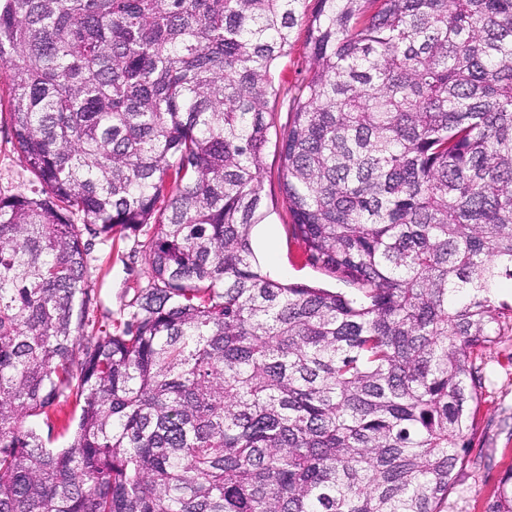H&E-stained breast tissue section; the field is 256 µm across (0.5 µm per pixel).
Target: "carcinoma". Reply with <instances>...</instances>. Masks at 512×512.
<instances>
[{
  "label": "carcinoma",
  "mask_w": 512,
  "mask_h": 512,
  "mask_svg": "<svg viewBox=\"0 0 512 512\" xmlns=\"http://www.w3.org/2000/svg\"><path fill=\"white\" fill-rule=\"evenodd\" d=\"M299 25L282 192L353 293L251 244ZM0 65L42 186L0 198V512H445L512 313V0H0ZM147 224L102 330L92 240Z\"/></svg>",
  "instance_id": "obj_1"
}]
</instances>
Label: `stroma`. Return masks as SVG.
<instances>
[{"instance_id":"stroma-1","label":"stroma","mask_w":512,"mask_h":512,"mask_svg":"<svg viewBox=\"0 0 512 512\" xmlns=\"http://www.w3.org/2000/svg\"><path fill=\"white\" fill-rule=\"evenodd\" d=\"M276 67L281 94L269 104L266 120L269 143L263 157L264 219L254 225L251 243L256 257L271 276L285 282L318 284L333 291H348L336 280L307 262L292 237V217L281 192L280 160L276 145L291 119L288 92L300 83L310 66L302 44L303 31ZM9 72L0 69V198L29 191L32 174L21 163L8 124ZM154 232L146 226L124 239L95 240L88 285L101 310L113 316L127 312L138 288L145 285L150 268L141 242ZM484 368L486 389L471 438L469 463L456 476L448 492L447 512H488L500 479L512 470V333L485 349L478 358Z\"/></svg>"}]
</instances>
